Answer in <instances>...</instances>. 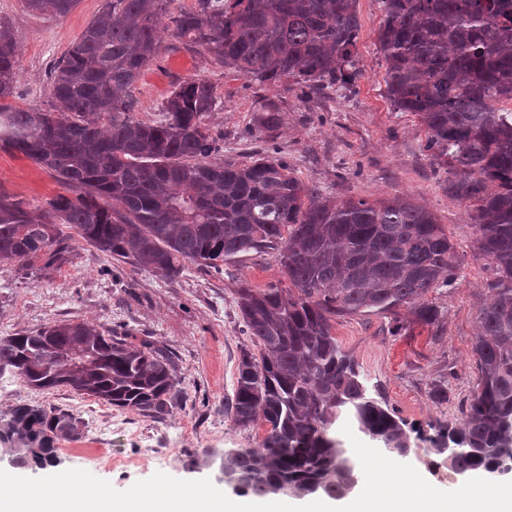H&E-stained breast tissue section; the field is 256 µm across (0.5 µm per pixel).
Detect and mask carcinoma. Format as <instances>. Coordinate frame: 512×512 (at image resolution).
Returning <instances> with one entry per match:
<instances>
[{
	"mask_svg": "<svg viewBox=\"0 0 512 512\" xmlns=\"http://www.w3.org/2000/svg\"><path fill=\"white\" fill-rule=\"evenodd\" d=\"M378 41L387 96L426 131L425 148L448 171V195L473 205L474 245L492 266L473 351L478 384L458 422L434 426L433 454L475 476L512 458V0H381ZM33 13L67 15L78 0H23ZM167 0H105L50 71L48 109H17V35L0 21V149L52 171L62 192L40 214L0 193V262L28 271L69 261L83 241L159 279L185 263L219 271L244 255H272L288 287L235 292L243 352L228 412L267 434L255 448L224 452V485L256 497L353 494L362 469L335 430L350 422L391 456L412 445L405 423L370 396L353 357L333 334L341 316L372 313L406 328L445 310L425 300L459 277L460 256L425 207L394 196L339 199L301 182L288 162L211 160L203 126L216 104L197 77L176 86L157 118L135 117L131 94L157 53ZM172 36L255 81L293 80L301 91L352 86L359 36L357 0H196ZM271 105L257 132H275ZM38 389L65 387L160 419L183 396L173 354L90 322H53L0 337V374ZM72 412L21 404L0 416V446L22 463L57 464L56 440L78 439ZM448 444L459 449L450 458Z\"/></svg>",
	"mask_w": 512,
	"mask_h": 512,
	"instance_id": "carcinoma-1",
	"label": "carcinoma"
}]
</instances>
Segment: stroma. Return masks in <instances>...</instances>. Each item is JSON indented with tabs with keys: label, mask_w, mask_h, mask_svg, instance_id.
<instances>
[{
	"label": "stroma",
	"mask_w": 512,
	"mask_h": 512,
	"mask_svg": "<svg viewBox=\"0 0 512 512\" xmlns=\"http://www.w3.org/2000/svg\"><path fill=\"white\" fill-rule=\"evenodd\" d=\"M195 0H170L162 18L166 33L157 55L132 89L135 116L148 122L180 82L203 77L214 86L216 106L204 118L220 140L218 160L243 165L275 148L294 175L340 198L376 201L400 195L429 209L443 224L461 256L454 287L427 298L446 314L435 326L410 323L392 334L386 318L354 315L337 319L333 333L379 393L412 429L415 451L407 461L434 487L455 490L435 479L424 438L439 420H452L477 385L473 352L488 260L473 248L466 208L448 195V175L425 148L418 119L394 111L386 95V61L378 35L385 15L381 0H358L360 24L355 86H336L306 96L287 83H257L208 61L172 36V20ZM102 0H79L61 18L28 12L22 0H0V18L20 38L19 70L10 102L47 107L49 73L87 24ZM283 109L273 140L255 130L260 110ZM61 190L53 173L24 155L0 150V192L38 210ZM281 277L271 256L250 255L223 271L188 266L176 281L158 279L130 264L76 243L59 268L19 271L0 263V337L39 330L62 320L89 321L170 350L183 390L169 415L157 420L78 395L65 388L38 391L11 374L0 376V414L18 404L70 410L85 424L77 441L57 444L61 469L79 468L125 490L161 471L186 480L217 479L225 450L256 447L264 425L238 426L226 410L236 384L238 362L251 342L242 333L235 290L245 280L256 288ZM448 384L449 402L435 401L434 383Z\"/></svg>",
	"instance_id": "35a3bbf8"
}]
</instances>
